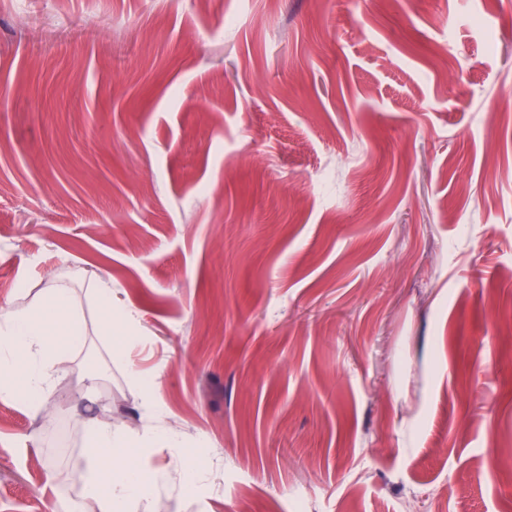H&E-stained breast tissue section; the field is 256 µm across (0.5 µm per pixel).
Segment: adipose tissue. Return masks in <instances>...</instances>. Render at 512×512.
<instances>
[{
	"label": "adipose tissue",
	"instance_id": "obj_1",
	"mask_svg": "<svg viewBox=\"0 0 512 512\" xmlns=\"http://www.w3.org/2000/svg\"><path fill=\"white\" fill-rule=\"evenodd\" d=\"M61 313L60 330L64 341H57L49 328L48 313ZM85 329L67 289L56 281L46 285L37 308L14 315L0 314V370L12 367L16 355L27 356L22 383L0 382V397L19 399L40 405L49 393L58 365L68 360L72 351L85 341ZM94 465L85 475L87 494L98 500L101 512H149L152 496L150 472L129 460L130 448L172 449L177 459H184V447L178 435L149 430L132 438L108 424L89 427ZM123 464H116V457Z\"/></svg>",
	"mask_w": 512,
	"mask_h": 512
}]
</instances>
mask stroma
<instances>
[{"label": "stroma", "instance_id": "35a3bbf8", "mask_svg": "<svg viewBox=\"0 0 512 512\" xmlns=\"http://www.w3.org/2000/svg\"><path fill=\"white\" fill-rule=\"evenodd\" d=\"M495 11L0 0V309L53 279L86 332L45 410L0 398V512H100L90 420L183 436L198 485L153 449V512H512ZM101 280V278L91 279V283L96 287L93 289L95 298L106 314L102 324L103 332L112 336V320L122 322L126 316L119 311H112V291L110 288H103Z\"/></svg>", "mask_w": 512, "mask_h": 512}]
</instances>
